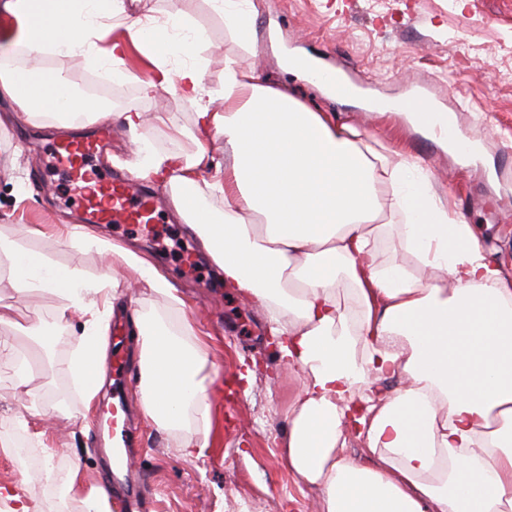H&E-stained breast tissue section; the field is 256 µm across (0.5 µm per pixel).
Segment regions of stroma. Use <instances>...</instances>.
Wrapping results in <instances>:
<instances>
[{
    "instance_id": "obj_1",
    "label": "stroma",
    "mask_w": 512,
    "mask_h": 512,
    "mask_svg": "<svg viewBox=\"0 0 512 512\" xmlns=\"http://www.w3.org/2000/svg\"><path fill=\"white\" fill-rule=\"evenodd\" d=\"M255 37L243 47L225 26L212 0H125L134 16L162 21L180 13L204 31L203 83L219 92L227 63L256 71L264 84L288 85L316 112L342 114L359 129L363 145L383 154L396 152L420 160L432 187L458 220L480 232L484 253L504 262L512 273V0H253ZM302 52L327 66L359 73L366 91L377 98L406 95L409 86L434 87L440 103L455 100L462 136L480 147L465 161L415 129L404 115L378 113L343 104L321 87L289 73L285 52ZM119 69L129 81L109 84L104 96L111 107L112 150L99 157V168L133 158V144L121 115L144 113L146 133L156 150L184 152L195 124L193 103L168 86L144 93L141 84L155 70L137 54ZM178 118L180 133L155 130L158 116ZM65 131L44 123L31 126L19 118L0 131V234L44 253L53 262L87 277L102 275L106 265L97 246L104 240L132 246L177 290V299L147 286L127 288L133 274L115 268L124 284L120 306L139 310L180 329L184 340L200 348L205 371L213 379L205 407H192L187 426L207 435L203 456L183 458L180 431H165L147 417L137 382L128 385L135 430L128 450L133 470L128 491L145 481L152 501L148 512H317L319 491L299 482L282 459L291 406L301 387L270 343L264 306L236 289L223 276L201 241L164 211L161 234L187 243L194 262L161 252L153 236L116 224H99L91 242L74 245L51 231L55 224H75L80 217L65 208L67 179L50 163L49 145ZM63 298L43 292L18 300L0 265V304L12 319L0 324V338L10 340L27 360L18 375L0 379V430L44 431L37 450L42 461L65 471L79 466L86 485L107 482L105 455L95 423L99 407L111 396L84 403L74 386L69 361L78 345L82 318H74L51 344L42 333L54 320ZM191 329H184V322ZM251 369L245 393L228 411L225 379L239 380ZM32 498L35 512H51V489L38 474L16 472L8 451L0 449V486Z\"/></svg>"
}]
</instances>
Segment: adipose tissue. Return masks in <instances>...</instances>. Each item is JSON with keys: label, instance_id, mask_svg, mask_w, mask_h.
I'll return each mask as SVG.
<instances>
[{"label": "adipose tissue", "instance_id": "ef3b65f1", "mask_svg": "<svg viewBox=\"0 0 512 512\" xmlns=\"http://www.w3.org/2000/svg\"><path fill=\"white\" fill-rule=\"evenodd\" d=\"M243 46L255 33L252 0H213ZM17 21L14 42L33 68L0 66V129L25 115L66 128L104 111L41 68L50 53L111 67L126 51L111 40L119 19L160 70L159 81L196 105L188 152L161 153L144 135L141 113L122 119L132 135L138 177L167 182L177 209L201 239L226 284L263 303L270 332L304 384L288 416L284 457L299 481L320 491L319 512H512V274L486 259L471 225L450 219L420 165L369 154L359 131L333 112H315L288 87L262 84L227 66L219 97L205 96L194 60L202 33L180 14L147 28L124 0H0ZM40 29H32L33 19ZM164 42H156V33ZM183 57L177 70L169 56ZM223 134L230 161L212 187L224 217L188 194L210 168V139ZM394 189L408 221L398 243L413 266L385 262L381 199ZM112 263L133 270L153 291L168 282L135 251L102 243ZM18 297L50 291L64 300L53 322L84 316L70 370L92 398L105 382L113 301L97 303L109 276L83 277L41 253L0 238ZM424 268L428 277L416 275ZM141 401L161 429L179 427L204 403L205 360L165 322L132 315ZM400 375L403 388L375 394L377 380ZM364 443L367 464L345 455L346 430ZM85 512H112L108 490L86 487L80 468L61 478Z\"/></svg>", "mask_w": 512, "mask_h": 512}]
</instances>
